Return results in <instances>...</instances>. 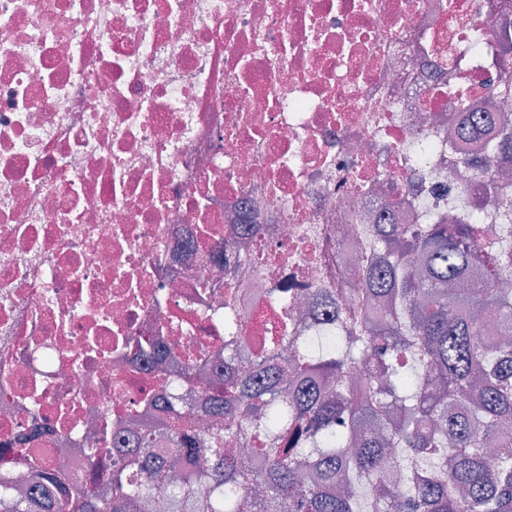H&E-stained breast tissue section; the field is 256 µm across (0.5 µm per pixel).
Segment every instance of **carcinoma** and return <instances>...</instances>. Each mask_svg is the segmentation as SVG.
<instances>
[{"label":"carcinoma","mask_w":512,"mask_h":512,"mask_svg":"<svg viewBox=\"0 0 512 512\" xmlns=\"http://www.w3.org/2000/svg\"><path fill=\"white\" fill-rule=\"evenodd\" d=\"M493 111L512 149V117ZM385 253L357 291L348 346L331 357L297 336L264 340L247 367L217 349L224 378L196 408L168 400L153 430L106 473L110 493L35 467L0 481V512H512V221L485 243L478 213L458 224H386ZM504 339L483 343L482 317ZM292 350V370L274 359ZM363 399L345 381L361 359ZM261 436L264 463L247 466L242 438ZM165 439L166 458L146 452Z\"/></svg>","instance_id":"carcinoma-1"}]
</instances>
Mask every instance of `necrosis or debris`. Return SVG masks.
<instances>
[{"instance_id": "1", "label": "necrosis or debris", "mask_w": 512, "mask_h": 512, "mask_svg": "<svg viewBox=\"0 0 512 512\" xmlns=\"http://www.w3.org/2000/svg\"><path fill=\"white\" fill-rule=\"evenodd\" d=\"M505 20L512 0H0V479L37 414L46 463L98 486L90 428L120 447L174 372L145 347L213 377L227 310L241 356L271 334L335 355L317 300L353 301L369 223H501L512 154L488 155L494 194L465 160L512 81Z\"/></svg>"}]
</instances>
